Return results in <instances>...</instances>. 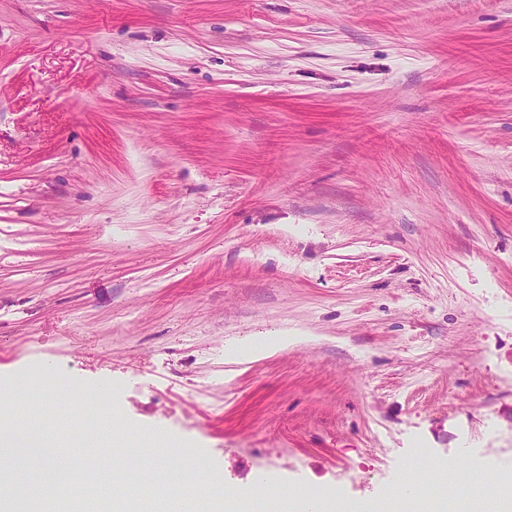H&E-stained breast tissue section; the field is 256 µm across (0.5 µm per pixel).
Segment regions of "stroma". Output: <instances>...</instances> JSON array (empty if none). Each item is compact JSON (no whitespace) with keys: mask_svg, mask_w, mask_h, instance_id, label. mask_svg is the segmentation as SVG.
<instances>
[{"mask_svg":"<svg viewBox=\"0 0 512 512\" xmlns=\"http://www.w3.org/2000/svg\"><path fill=\"white\" fill-rule=\"evenodd\" d=\"M244 491L512 475V0H0V385ZM107 396L99 411L93 396ZM109 443L114 445V448L109 449L117 460H122L130 452L137 454L146 448L171 447L154 434L130 430L119 423L118 419L112 420V441Z\"/></svg>","mask_w":512,"mask_h":512,"instance_id":"35a3bbf8","label":"stroma"}]
</instances>
